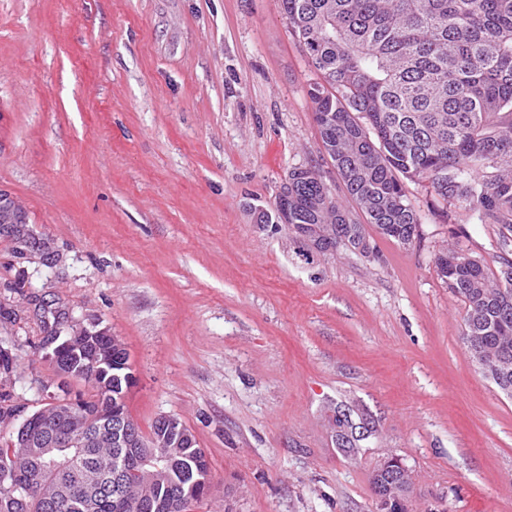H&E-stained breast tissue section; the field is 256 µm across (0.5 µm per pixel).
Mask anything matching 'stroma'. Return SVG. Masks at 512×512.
<instances>
[{
  "label": "stroma",
  "mask_w": 512,
  "mask_h": 512,
  "mask_svg": "<svg viewBox=\"0 0 512 512\" xmlns=\"http://www.w3.org/2000/svg\"><path fill=\"white\" fill-rule=\"evenodd\" d=\"M318 75L277 0H0V395L29 415L68 321L126 347L125 403L195 435L190 512H512V397L462 336L436 256L498 268V228L456 224L427 181L403 245L318 247L268 221L289 172L346 195L307 95ZM390 472L394 479L390 484H386L385 490L382 489L379 496V512H399L405 511V502L410 491V478L408 471L398 458H389L378 467L373 474L372 483L376 489V481L384 473ZM395 505V509L393 507Z\"/></svg>",
  "instance_id": "obj_1"
}]
</instances>
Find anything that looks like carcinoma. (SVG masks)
I'll use <instances>...</instances> for the list:
<instances>
[{
	"instance_id": "cac0c4a2",
	"label": "carcinoma",
	"mask_w": 512,
	"mask_h": 512,
	"mask_svg": "<svg viewBox=\"0 0 512 512\" xmlns=\"http://www.w3.org/2000/svg\"><path fill=\"white\" fill-rule=\"evenodd\" d=\"M280 12L320 80L309 85L315 121L328 156L365 221L337 200L322 213L324 184L288 174V223L336 224L345 237L373 225L409 244L420 218L404 180L429 181L445 208L496 224L512 243V0H277ZM436 258L438 276L467 305L464 338L472 357L505 358L512 371V259L491 271L479 259ZM112 372L128 371L129 354L112 338ZM89 413L114 408L105 391L87 400ZM167 449L175 465L129 460L120 496L101 491L94 467L105 448H71L64 469L34 463L30 449L0 445V512H160V501L187 512L203 496L178 486L181 475L209 476L195 438Z\"/></svg>"
}]
</instances>
